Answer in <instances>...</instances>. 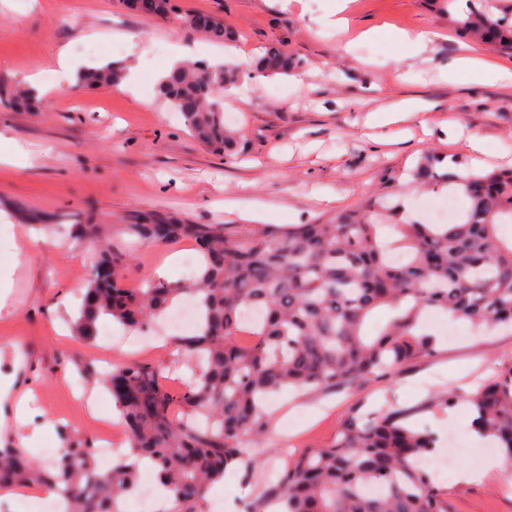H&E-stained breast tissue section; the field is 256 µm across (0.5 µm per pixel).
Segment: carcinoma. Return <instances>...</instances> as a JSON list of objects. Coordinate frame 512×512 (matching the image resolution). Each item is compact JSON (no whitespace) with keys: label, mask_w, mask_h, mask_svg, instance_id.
<instances>
[{"label":"carcinoma","mask_w":512,"mask_h":512,"mask_svg":"<svg viewBox=\"0 0 512 512\" xmlns=\"http://www.w3.org/2000/svg\"><path fill=\"white\" fill-rule=\"evenodd\" d=\"M154 17L216 42L227 36L215 17L200 26L196 14H179L172 0H155ZM457 26L498 51H512V19L468 14ZM293 60L272 46L256 72L288 76ZM124 78L113 65L79 71L77 86L109 87ZM228 65L185 63L158 83V93L181 113L202 145L231 151L235 135L224 127V86L235 82ZM435 155L416 172L435 179ZM462 180L469 206L456 222H404L383 197L369 196L357 209L318 224L267 225L243 237L222 224H187L163 212L130 218L127 233L160 244L190 241L200 254L191 281L151 280L131 288L123 274L131 246L112 242L106 224H73L71 239L97 241L94 272L73 321L76 336L90 341L107 316L125 329L144 332L172 306L194 299L201 323L190 336L166 338L156 361L79 368L82 380L112 394L122 413L129 453L112 470L97 467L94 448L67 438L48 467L22 448H0V486L48 485L68 495L66 512H123L137 492L141 464L149 460L158 485L173 493L174 512H206L208 488L235 465L250 467L249 448L270 422L268 398L285 388H357L372 377H391L430 354L433 335L422 316L448 312L476 329H512V168L450 176ZM30 225L63 227L54 214L32 212ZM400 252L402 262L392 261ZM111 268L105 279L98 274ZM389 321L367 331L373 312ZM185 367L181 386L171 375ZM471 428L512 465V363L490 375L467 397ZM437 437L382 406L356 409L340 424L334 442L288 462L274 488L278 512H452L448 498L419 459L436 452Z\"/></svg>","instance_id":"obj_1"}]
</instances>
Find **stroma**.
Returning a JSON list of instances; mask_svg holds the SVG:
<instances>
[{"label":"stroma","instance_id":"35a3bbf8","mask_svg":"<svg viewBox=\"0 0 512 512\" xmlns=\"http://www.w3.org/2000/svg\"><path fill=\"white\" fill-rule=\"evenodd\" d=\"M180 11L223 19L234 37L226 44L186 31L174 21L148 19L122 0H0V140L21 149L14 163L0 164V266H13L12 287L0 304V352L20 349L24 362L0 372L12 375L16 391L33 389V410L51 417L53 429L36 435L29 452L52 462L62 437L97 445L101 422L89 417L79 398L85 389L82 362L146 361L137 333L124 345L72 335L68 319L92 273L86 247L59 242L36 245L12 260L8 243L21 218L19 208L94 218L125 240L123 226L137 212L164 211L193 224H220L237 234L257 223L326 221L354 210L376 192H387L405 218H419L426 202L464 196L438 183L418 189L415 172L428 153L439 156L437 174L472 169L468 134L484 138L483 168L512 167V86L486 79L449 82L447 70L473 40L448 15L453 0H351L349 27L325 25L329 0H177ZM373 27L429 29L441 37L410 56L386 37L364 38ZM273 44L284 46L300 67L289 76L263 78L246 101L232 102L229 127L240 138L230 153L199 144L179 113L160 99L157 80L167 71L175 46L195 56L238 64L257 59ZM67 50L77 68L99 62L138 66L135 91L75 88L53 64ZM40 75L56 97L41 111L9 103L14 86ZM405 100L417 111L405 122L378 126L373 112ZM186 242L144 243L126 271L130 286L154 279L168 257L189 250ZM432 354L404 366L393 378H374L360 389L336 388L277 395L269 429L249 451L253 477L230 469L206 496V512H271L265 497L270 480L288 459L330 444L357 405H390L437 436L454 428L471 452L460 466L489 460L484 440L470 431L469 407L442 410L436 397L448 390L473 391L495 366L512 362V332L471 331L464 321L431 316ZM453 512H512V477L490 472L462 483L456 474L436 478Z\"/></svg>","mask_w":512,"mask_h":512}]
</instances>
